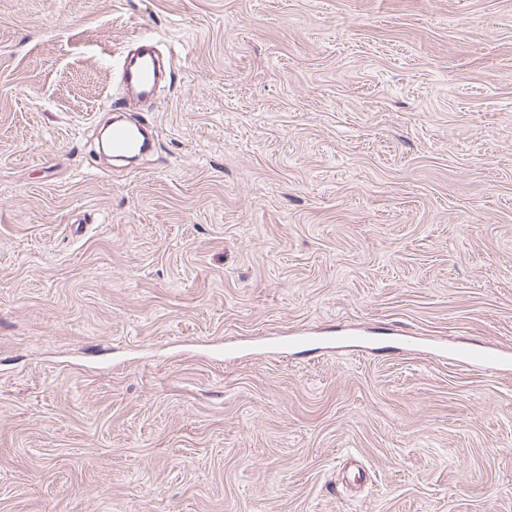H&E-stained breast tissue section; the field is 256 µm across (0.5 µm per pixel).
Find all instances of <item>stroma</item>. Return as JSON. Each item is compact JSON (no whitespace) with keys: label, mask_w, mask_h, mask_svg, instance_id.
Wrapping results in <instances>:
<instances>
[{"label":"stroma","mask_w":512,"mask_h":512,"mask_svg":"<svg viewBox=\"0 0 512 512\" xmlns=\"http://www.w3.org/2000/svg\"><path fill=\"white\" fill-rule=\"evenodd\" d=\"M0 512H512V0H0ZM138 52L120 64L122 84L125 91L136 98H147L153 95L161 78L157 58L146 40L139 41ZM109 142L112 155L117 159L140 155L149 146L148 138L139 128L116 117L110 130Z\"/></svg>","instance_id":"35a3bbf8"}]
</instances>
